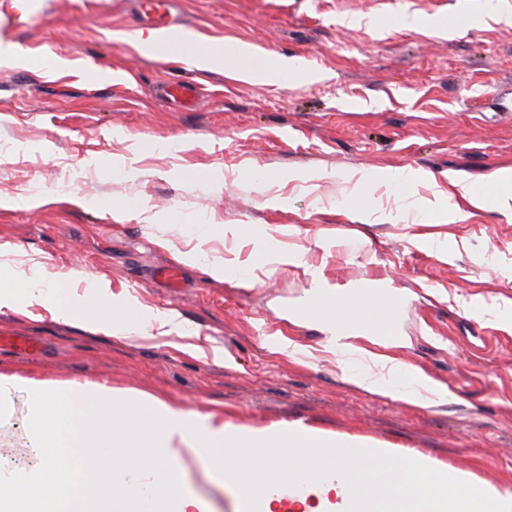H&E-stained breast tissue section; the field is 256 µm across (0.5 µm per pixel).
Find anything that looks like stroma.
Masks as SVG:
<instances>
[{
	"label": "stroma",
	"mask_w": 512,
	"mask_h": 512,
	"mask_svg": "<svg viewBox=\"0 0 512 512\" xmlns=\"http://www.w3.org/2000/svg\"><path fill=\"white\" fill-rule=\"evenodd\" d=\"M497 3L499 23L468 0H180L188 34L300 58L277 86L141 49L158 15L136 0H0V53L29 60L0 63V271L78 297L107 280L139 303L143 330L117 340L35 302L2 308L0 334L45 350L1 346L0 366L220 408L236 425H314L512 485V203L493 180L512 168V0ZM406 12L426 24L396 25ZM170 82L200 89L194 108L160 96ZM386 168L420 178L355 197L360 175ZM458 179L490 205L460 198ZM363 202L385 221H357ZM225 225L267 229L278 262ZM196 248L247 276L183 265ZM168 263L183 266L176 293L150 277ZM319 283L394 293L395 340L375 350L447 401L424 410L347 384L322 327L287 318ZM163 312L177 331L159 334ZM37 417L22 387L0 389V459L26 466Z\"/></svg>",
	"instance_id": "obj_1"
}]
</instances>
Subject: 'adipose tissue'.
Masks as SVG:
<instances>
[{"mask_svg":"<svg viewBox=\"0 0 512 512\" xmlns=\"http://www.w3.org/2000/svg\"><path fill=\"white\" fill-rule=\"evenodd\" d=\"M198 67H249L254 80L287 84L299 59L223 41L192 51ZM92 332L132 339L140 329L135 300L94 281L88 295L24 284L0 275V308L20 310L21 296ZM297 309L329 333L327 348L343 357L346 381L366 392L428 409L448 392L403 360L374 353L385 324L349 307L344 297L317 288ZM24 385L35 402L41 432L29 469L0 478V512H204L182 477L189 463L209 459L237 501V512H512V487L475 480L468 471L422 454L399 455L380 442L356 441L285 422L238 427L223 413L191 415L167 400L108 386L66 388L0 371V386ZM99 419L89 431L87 417Z\"/></svg>","mask_w":512,"mask_h":512,"instance_id":"obj_1","label":"adipose tissue"}]
</instances>
